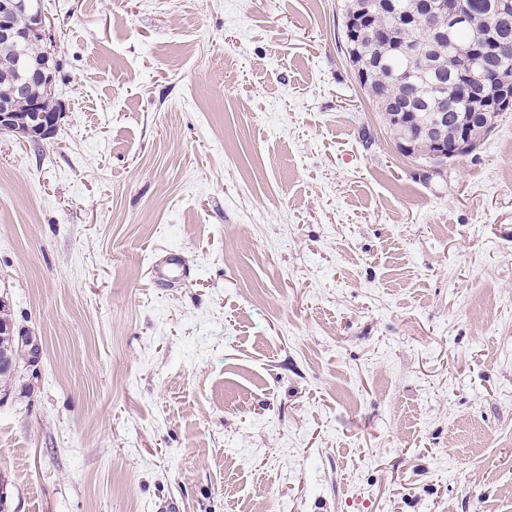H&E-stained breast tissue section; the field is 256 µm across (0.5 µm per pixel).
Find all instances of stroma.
I'll use <instances>...</instances> for the list:
<instances>
[{
    "label": "stroma",
    "instance_id": "stroma-1",
    "mask_svg": "<svg viewBox=\"0 0 512 512\" xmlns=\"http://www.w3.org/2000/svg\"><path fill=\"white\" fill-rule=\"evenodd\" d=\"M342 2L42 0L63 117L0 134L42 349L0 387L9 512H512V109L404 156ZM468 126L469 125L466 124L464 127L459 129L454 144L451 148L448 149V146L442 140H438L434 143V158L436 160L443 161V163L439 164L438 166L445 164L448 156H459L461 151L469 148L468 144H466L467 140H469V132L467 129ZM150 274L155 282L175 283L187 276L180 256L169 250L159 261L152 264Z\"/></svg>",
    "mask_w": 512,
    "mask_h": 512
}]
</instances>
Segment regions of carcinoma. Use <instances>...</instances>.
Returning a JSON list of instances; mask_svg holds the SVG:
<instances>
[{
	"label": "carcinoma",
	"instance_id": "1",
	"mask_svg": "<svg viewBox=\"0 0 512 512\" xmlns=\"http://www.w3.org/2000/svg\"><path fill=\"white\" fill-rule=\"evenodd\" d=\"M396 11L378 6L377 0H346L341 38L351 67L366 96L382 112L397 149L410 148L428 159V145L420 136L422 126L399 119L405 107L424 117L448 113L446 142L455 132L454 113L474 115L477 128L471 142L476 149L501 114L497 108L512 96V14L497 12L496 0H462L466 19L456 25L440 18L437 48L424 53L416 46L418 30L399 21L417 11L418 0H394ZM50 54L44 40L22 44L0 42V98L9 97L19 80L18 58ZM0 355L15 360L24 352L10 336L0 334Z\"/></svg>",
	"mask_w": 512,
	"mask_h": 512
}]
</instances>
